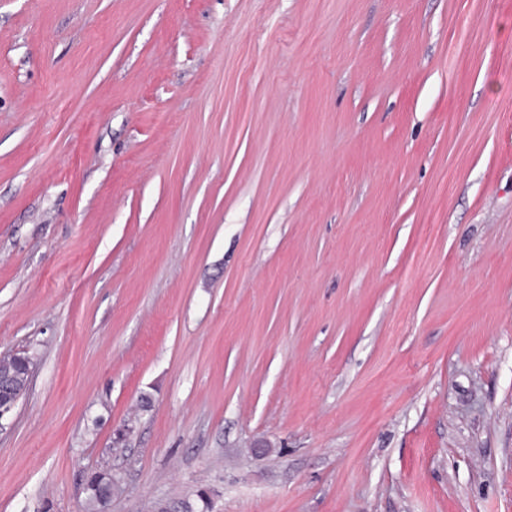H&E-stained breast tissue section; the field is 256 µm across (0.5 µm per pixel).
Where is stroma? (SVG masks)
Wrapping results in <instances>:
<instances>
[{"label":"stroma","instance_id":"1","mask_svg":"<svg viewBox=\"0 0 512 512\" xmlns=\"http://www.w3.org/2000/svg\"><path fill=\"white\" fill-rule=\"evenodd\" d=\"M12 353L0 512H512V0H0ZM16 357H20L19 354H13L8 357L1 356V358L4 359H12ZM28 361V357L24 355L23 357L11 360L8 363L3 362L0 364L1 388L4 386V382L6 380L16 387H24L28 380V374L30 378L31 373L28 366ZM119 478L111 470H94L85 478V493L88 512H102V502L109 495L112 483ZM112 499V492L107 498L106 507ZM105 507V508H106Z\"/></svg>","mask_w":512,"mask_h":512}]
</instances>
